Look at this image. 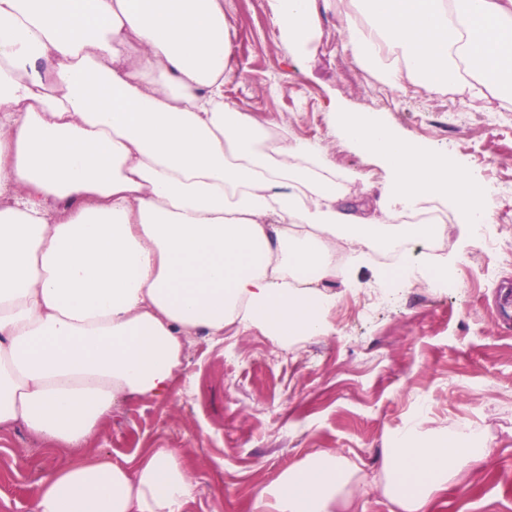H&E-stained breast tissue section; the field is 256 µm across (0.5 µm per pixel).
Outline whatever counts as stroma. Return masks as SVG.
<instances>
[{"label": "stroma", "mask_w": 512, "mask_h": 512, "mask_svg": "<svg viewBox=\"0 0 512 512\" xmlns=\"http://www.w3.org/2000/svg\"><path fill=\"white\" fill-rule=\"evenodd\" d=\"M346 7L339 0L321 10L318 30L296 48L281 38L272 0H224L232 30L225 101L285 124L290 137L317 134L337 171L355 174L343 191L355 207L377 210L384 173L332 133V100L348 112H379L403 137L436 146L483 179L512 177V112L490 126L458 97L383 85L343 47ZM449 231L448 277L462 287L420 281L395 289L365 320L359 300L378 289L380 265L364 261L352 285L326 283L336 296L326 335L285 349L258 329L227 328L220 343L197 337L181 394L126 402L86 455L123 462L149 448H181L197 485L183 512H246L254 489L315 451L376 467L384 439L421 409L426 427L475 424L490 439L488 457L439 492L433 512H512V325L498 324L492 306L512 284V223L490 226L489 248L460 224ZM65 459L22 427L0 430V512H32L40 478Z\"/></svg>", "instance_id": "obj_1"}]
</instances>
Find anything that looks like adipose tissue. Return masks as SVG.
I'll use <instances>...</instances> for the list:
<instances>
[{
    "mask_svg": "<svg viewBox=\"0 0 512 512\" xmlns=\"http://www.w3.org/2000/svg\"><path fill=\"white\" fill-rule=\"evenodd\" d=\"M289 41L314 0H273ZM346 48L392 88L493 98L512 111V0H348ZM224 0H0V427L73 454L33 512H182L196 485L177 448L88 458L118 403L172 397L189 342L227 326L284 345L322 336L336 253L422 242L403 213L440 201L468 231L495 223L482 179L370 112L329 122L388 174L381 217L346 206L325 148L282 141L224 102ZM416 413L368 472L319 450L257 488L249 512H430L488 455L482 430L423 429Z\"/></svg>",
    "mask_w": 512,
    "mask_h": 512,
    "instance_id": "1",
    "label": "adipose tissue"
}]
</instances>
